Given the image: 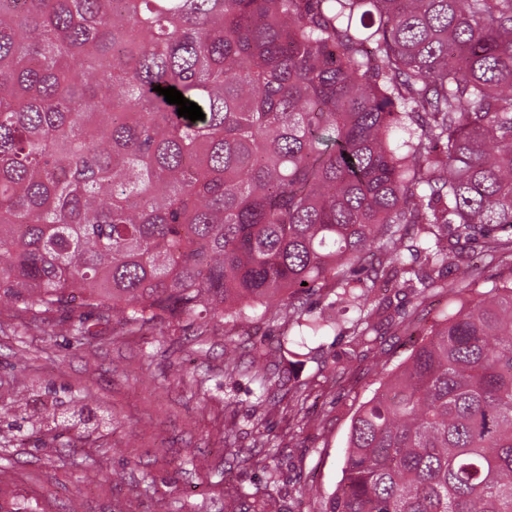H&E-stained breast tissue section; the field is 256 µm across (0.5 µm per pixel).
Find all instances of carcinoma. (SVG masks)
<instances>
[{
  "label": "carcinoma",
  "instance_id": "carcinoma-1",
  "mask_svg": "<svg viewBox=\"0 0 512 512\" xmlns=\"http://www.w3.org/2000/svg\"><path fill=\"white\" fill-rule=\"evenodd\" d=\"M480 238L512 254V0H0V311L207 327L283 295L317 336L295 301H356L374 250L364 293L453 267L323 512H512V273L476 288Z\"/></svg>",
  "mask_w": 512,
  "mask_h": 512
}]
</instances>
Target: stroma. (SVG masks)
Returning <instances> with one entry per match:
<instances>
[{
  "instance_id": "35a3bbf8",
  "label": "stroma",
  "mask_w": 512,
  "mask_h": 512,
  "mask_svg": "<svg viewBox=\"0 0 512 512\" xmlns=\"http://www.w3.org/2000/svg\"><path fill=\"white\" fill-rule=\"evenodd\" d=\"M323 335L298 346L281 302L207 331L129 330L111 314L76 340L72 318L0 313V512H322L342 477L351 419L413 348L402 322L456 309L447 289L399 280L361 304L333 285L303 296ZM367 318L368 342L352 326ZM270 356L263 377L254 349ZM269 392L278 402L268 407ZM234 431L240 458L224 448Z\"/></svg>"
}]
</instances>
